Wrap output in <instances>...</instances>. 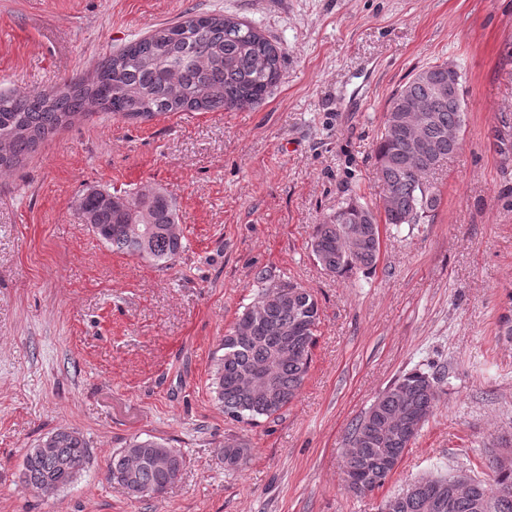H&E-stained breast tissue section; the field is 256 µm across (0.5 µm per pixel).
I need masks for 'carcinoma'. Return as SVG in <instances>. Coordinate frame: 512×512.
Instances as JSON below:
<instances>
[{
	"mask_svg": "<svg viewBox=\"0 0 512 512\" xmlns=\"http://www.w3.org/2000/svg\"><path fill=\"white\" fill-rule=\"evenodd\" d=\"M283 54L253 27L232 16L197 14L162 25L101 59L93 73L64 82L51 91L0 92V172L11 171L60 129L96 111L136 122L174 112L234 110L259 105L276 85ZM448 85V64L428 66L389 101L375 159L379 195L388 207L374 208L353 198L315 225L312 252L326 271L341 275L372 269L380 253L378 213L384 223L418 224L436 210L440 197L427 176L448 158V135L465 125V101L441 93ZM409 100L422 104L428 120L415 113L416 132L430 146L413 153L394 127ZM92 231L113 252L150 261L161 268L184 250L176 208L162 188L149 193L114 192L105 197L89 189L76 199ZM319 307L307 290L288 283L258 292L220 345L210 388L237 421L277 416L298 395L312 363ZM272 381V391L253 383L257 373ZM444 374L418 370L394 380L348 427L345 474L348 488L364 493L381 487L402 461L407 443L388 437L391 422L425 425L443 393ZM495 449L486 450L491 479L469 485L456 476L431 474L417 479V494L398 500L391 512H512V470L494 467ZM250 448L224 446V464L239 467ZM90 462L83 434L60 427L26 450L19 480L36 489L46 480L64 490ZM180 452L154 439L134 438L112 453L110 481L130 498H158L174 484L182 468Z\"/></svg>",
	"mask_w": 512,
	"mask_h": 512,
	"instance_id": "cac0c4a2",
	"label": "carcinoma"
}]
</instances>
